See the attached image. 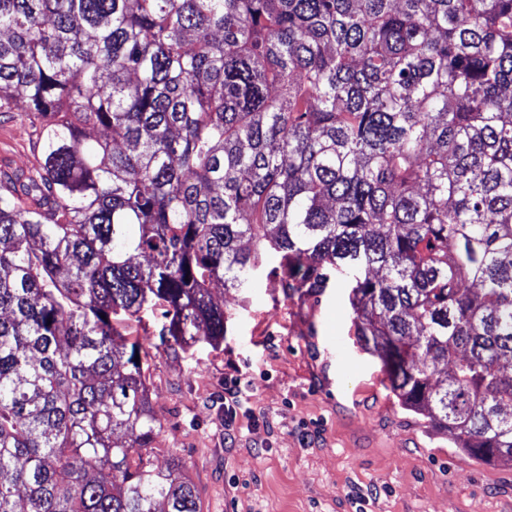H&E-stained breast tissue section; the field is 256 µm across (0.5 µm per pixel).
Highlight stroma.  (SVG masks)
I'll list each match as a JSON object with an SVG mask.
<instances>
[{"label": "stroma", "mask_w": 512, "mask_h": 512, "mask_svg": "<svg viewBox=\"0 0 512 512\" xmlns=\"http://www.w3.org/2000/svg\"><path fill=\"white\" fill-rule=\"evenodd\" d=\"M30 114L0 112V172L28 174L39 153ZM281 257L265 253L224 292V342H163L161 310L122 320L149 338L144 362L162 423L156 467L179 462L201 512H512V468L463 459L405 409L360 344L347 282L285 297ZM240 380L232 424L224 384Z\"/></svg>", "instance_id": "1"}]
</instances>
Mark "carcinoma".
<instances>
[{
	"instance_id": "obj_1",
	"label": "carcinoma",
	"mask_w": 512,
	"mask_h": 512,
	"mask_svg": "<svg viewBox=\"0 0 512 512\" xmlns=\"http://www.w3.org/2000/svg\"><path fill=\"white\" fill-rule=\"evenodd\" d=\"M0 512H200L116 317L224 342L263 249L391 393L512 466V0H0ZM28 112H0V172L27 175L37 166L39 153Z\"/></svg>"
}]
</instances>
